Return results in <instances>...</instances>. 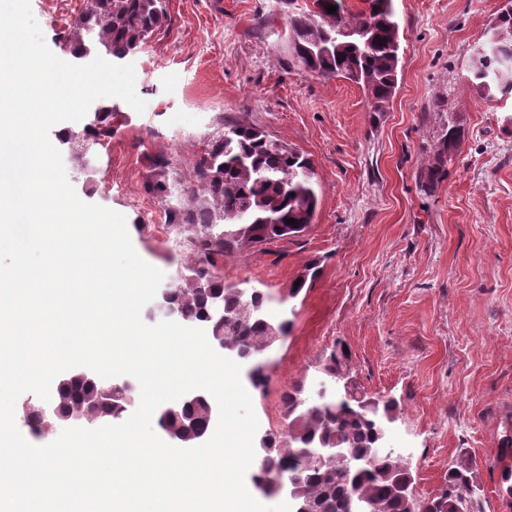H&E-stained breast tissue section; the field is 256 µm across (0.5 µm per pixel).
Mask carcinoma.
<instances>
[{"mask_svg": "<svg viewBox=\"0 0 512 512\" xmlns=\"http://www.w3.org/2000/svg\"><path fill=\"white\" fill-rule=\"evenodd\" d=\"M166 0H85L68 40L74 55L87 57L102 51L121 61L140 51L166 24ZM349 8L347 0H310L288 13V64L323 79L344 78L364 92L368 111L385 112L395 95L399 56V23L393 0H362ZM334 5L330 14L325 6ZM495 40L486 53L470 59L471 83L486 98L512 95V6L503 8L490 24ZM385 44H379V40ZM121 107L110 99L98 104L92 122L81 130L68 129L60 141L74 148L83 162L79 141L95 143L112 137ZM461 145L454 124L441 131L437 150L420 169L422 191L433 193L448 178V157ZM311 160L262 128L234 121L210 138L199 155L192 180L178 177L172 161L162 157L147 181L149 194L166 203V226L191 257L188 275L171 288L173 307L189 321L208 318L215 301L224 304L228 322L214 325L211 334L255 353L266 336L264 318L248 304H266L267 294L245 300L236 287L224 284V256L259 248L274 241L300 237L312 223L318 207ZM287 218L298 220L288 224ZM317 369L349 382L363 407L343 398L312 401L297 383L281 401L287 419V441L267 436L263 456L280 471L314 512H351V502L362 498L370 512H477L478 488L471 456L463 452L448 465L440 492L433 497L412 494L414 477L399 457L380 453L378 434L398 419V404L373 396L357 384L349 353L338 342L319 357ZM134 386L123 385L105 397L95 380L72 376L60 380L56 405L81 409L92 423L119 422L128 415L127 400ZM158 417L162 429L187 446L209 422L208 402L173 407ZM345 450L353 463L342 464L336 452ZM321 455L313 464L303 459Z\"/></svg>", "mask_w": 512, "mask_h": 512, "instance_id": "cac0c4a2", "label": "carcinoma"}]
</instances>
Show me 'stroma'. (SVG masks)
Segmentation results:
<instances>
[{
  "label": "stroma",
  "instance_id": "1",
  "mask_svg": "<svg viewBox=\"0 0 512 512\" xmlns=\"http://www.w3.org/2000/svg\"><path fill=\"white\" fill-rule=\"evenodd\" d=\"M505 2L393 0L401 72L377 116L355 83L289 67L277 0H167L165 30L129 58L144 113L128 111L88 169L61 152L78 197L122 213L139 256L168 280L190 258L155 224L162 203L146 181L157 157L190 178L223 123L243 120L312 159L320 200L304 235L224 259L225 284L267 293L290 323L260 356L259 428L283 432V391L317 389V358L343 343L365 391L400 405L390 442L406 451L414 494L438 493L465 451L479 512H512L499 461L512 438V96L484 99L468 66ZM31 8L50 50L73 61L65 36L82 0ZM451 121L464 140L428 196L417 176ZM313 259L318 274L290 296Z\"/></svg>",
  "mask_w": 512,
  "mask_h": 512
}]
</instances>
